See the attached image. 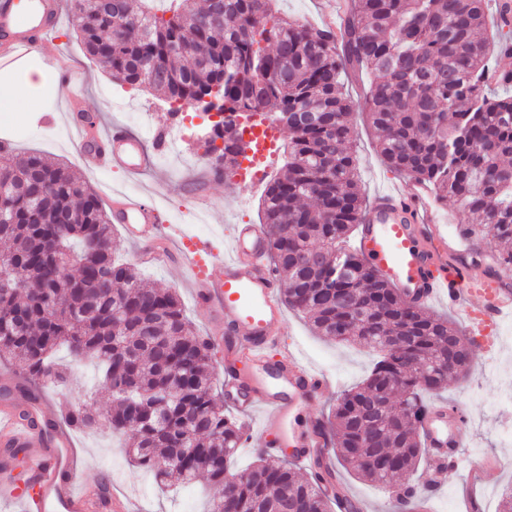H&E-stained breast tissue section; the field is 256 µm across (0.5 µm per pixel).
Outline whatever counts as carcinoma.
I'll return each instance as SVG.
<instances>
[{"instance_id":"cac0c4a2","label":"carcinoma","mask_w":512,"mask_h":512,"mask_svg":"<svg viewBox=\"0 0 512 512\" xmlns=\"http://www.w3.org/2000/svg\"><path fill=\"white\" fill-rule=\"evenodd\" d=\"M68 2L86 52L120 85L191 108L216 95L228 116L214 128L222 147L211 162L223 170L248 149L235 114L277 109L291 139L285 174L265 188L262 224L284 300L321 335L380 355L336 398L327 438L341 464L371 482L416 469L426 457L416 432L424 394L467 376L468 341L340 246L366 209L340 76H369V119L391 170L451 199L476 249L511 244L512 95L483 81L496 63L481 36L486 0H351L340 53L322 31L275 16L272 0H179L167 19L143 11V0ZM0 179L24 185L0 203L12 220L0 224L10 243L0 252V359L43 385L70 378L56 359L62 345L95 361L112 431L133 435L132 464L160 485L212 486L210 512H331L315 481L263 449L225 481L243 430L212 392V345L175 291L116 260L112 219L86 181L1 142ZM341 261L347 273L336 280ZM94 409L91 395L66 424L93 429Z\"/></svg>"}]
</instances>
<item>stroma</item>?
Instances as JSON below:
<instances>
[{
  "instance_id": "35a3bbf8",
  "label": "stroma",
  "mask_w": 512,
  "mask_h": 512,
  "mask_svg": "<svg viewBox=\"0 0 512 512\" xmlns=\"http://www.w3.org/2000/svg\"><path fill=\"white\" fill-rule=\"evenodd\" d=\"M55 59L67 61L72 75L86 78L85 107L89 113L98 116L101 123L120 122L147 141L152 140L155 127L168 123L173 129H180V122L170 121V105L164 99L113 82L111 76L86 54L72 33L68 19L64 18L46 45L27 54L15 66L0 68V83H10L11 87L21 91L20 99L12 107L16 118L12 126L0 127V138H9L17 149L36 151L63 162L66 168L82 175L102 204L110 203L109 191L113 188L145 196L154 203L163 198L167 206L161 211L162 218L172 224L180 223V209L190 194L186 178L203 162V151L198 147L201 128H190L180 140L179 160L175 164L168 165L161 157H154L152 167L135 178L113 169L87 171L79 158L78 140L66 122L59 75L49 68ZM38 67L46 71L44 82L33 90L23 89L26 73ZM367 83V78L347 75L343 78L342 91L355 103L350 115L353 150L359 183L364 196L369 198L375 191L392 188L402 176L389 169L380 156L368 117ZM209 196L210 207L203 214V223L192 229L195 236L207 238L218 228L228 231L236 224L262 221L260 192L242 184L235 172H227L222 183L211 187ZM134 252L131 243L122 242L117 258L137 265L142 277L156 286L175 289L194 330L201 336H208V314L196 307L185 288L178 258L157 265H140ZM279 331L282 346L296 350L311 368L325 374L335 384L334 392L319 396L308 408L309 415L322 422L330 415L337 392L361 384L378 359L376 353L361 345L317 335L307 318L290 309L286 310ZM495 333L500 337L497 345L471 346L472 369L466 378L450 382L438 393L426 397L431 404L448 402L466 406L470 420L465 430V454L469 457L512 456V446H506L502 439L503 434L512 433V321H503ZM76 373L78 388L51 386L45 389L44 395L54 415H62L84 392L95 391L100 375L95 363L89 360L78 362ZM97 407L100 417L96 429L72 434L82 455L88 482L109 475L113 493L136 499L143 512H206L207 493L200 485L186 486L172 494L161 490L148 473L133 466L126 455L130 439L113 435L106 418L110 410L107 396L98 394ZM336 477L352 494L376 504L385 501L395 489L431 479L423 466L387 485L364 481L342 467L337 468ZM511 486L512 465L473 485L469 482L467 465L459 464L444 480L435 502V512H463L464 493L468 490L478 496L482 512H498L500 497Z\"/></svg>"
}]
</instances>
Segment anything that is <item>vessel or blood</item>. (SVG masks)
Here are the masks:
<instances>
[{
    "mask_svg": "<svg viewBox=\"0 0 512 512\" xmlns=\"http://www.w3.org/2000/svg\"><path fill=\"white\" fill-rule=\"evenodd\" d=\"M346 0H321L320 27L341 39ZM60 0H0V65L10 66L45 44L60 21ZM67 119L81 136L79 148L88 169L112 164L139 174L147 165L138 140L115 123L103 135H87L92 119L83 107L84 85L72 74L60 76ZM223 170L204 165L193 176V203L208 205L209 188ZM112 221L138 246L139 260L151 264L168 253V227L143 197L116 195ZM462 236L449 235L427 189L409 181L375 194L359 227L357 249L407 303L425 307L448 303L461 315L473 343L484 342L500 322L512 318V288L467 261L448 263L459 253ZM185 285L198 307L211 315L212 331H225L233 344L224 360V394L241 412L261 413V433L271 438L269 453L302 463L314 461L326 441L316 421L296 426L306 406L328 387V379L307 368L288 349L270 360L275 331L285 319L276 273L264 260L269 240L258 224H238L228 251L206 238L184 236ZM468 421L458 405L432 407L421 425L427 466L434 479L417 492L420 512H434L441 476L462 460ZM23 470H16L15 456ZM0 499L22 512H137L129 499L114 502L89 494L70 431L43 417L41 403L18 407L0 397Z\"/></svg>",
    "mask_w": 512,
    "mask_h": 512,
    "instance_id": "obj_1",
    "label": "vessel or blood"
}]
</instances>
